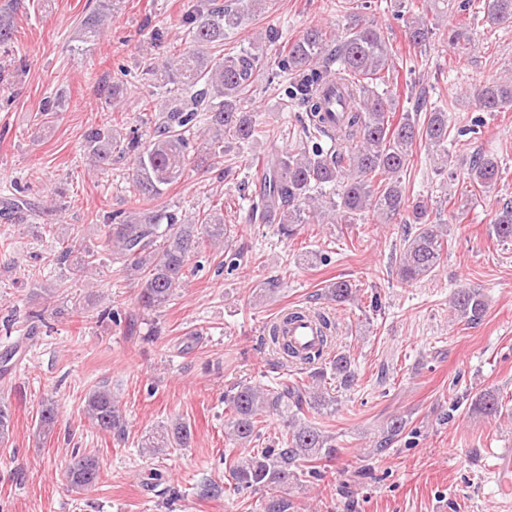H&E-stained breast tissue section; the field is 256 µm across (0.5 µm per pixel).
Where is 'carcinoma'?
Instances as JSON below:
<instances>
[{"label":"carcinoma","mask_w":512,"mask_h":512,"mask_svg":"<svg viewBox=\"0 0 512 512\" xmlns=\"http://www.w3.org/2000/svg\"><path fill=\"white\" fill-rule=\"evenodd\" d=\"M240 5H216L213 0H188L185 13L191 20L184 47L164 63L165 76L177 86L174 103L164 106L154 120L147 138L125 137L118 130L125 117L112 124L91 127L85 133V152L93 170L108 171L114 154L131 155L134 167L130 193L140 199L162 194L163 187L180 178L196 159L212 166L224 163L226 144H246L275 129L258 128L253 115L242 108L245 95L257 77L269 69L264 45L258 39L235 55L216 56L210 48L224 40L226 31L241 23L244 14L264 9L266 0H238ZM20 0L0 6V45L14 37L13 14ZM486 22L512 26V0H487ZM107 18L101 8L89 14L77 31L76 41L89 45L101 34ZM409 40L422 46L432 28L424 16L406 19ZM448 44L462 54L475 50L476 40L466 23L448 27ZM280 71L292 75L284 109L303 112L300 142L285 152L264 159L265 183L260 191L246 197L251 219L277 225V233L294 237L302 224H352L360 217L378 218L380 224H402L403 243L396 262V274L406 283L429 278L440 266L444 250V223L430 220L428 202L406 196L401 176L407 172L412 148L423 143L435 155L437 170L454 166L448 151L452 135L471 133L482 126L480 116L459 125L453 107L435 108L427 121L418 111H405L397 122L390 120L395 99L388 92L394 83L396 65L390 39L375 21L359 14L348 16L341 31L329 35L310 27L288 44V53L275 62ZM469 97L480 112L512 110V78L489 81L471 87ZM336 110V127H323V112ZM469 183L484 192L497 184L500 160L493 154L476 157L467 172ZM105 247L126 276L140 282L138 303L149 312H160L173 300L185 282L188 261L205 242L224 252V267L241 265L243 252L235 248L234 229L218 215L207 214L196 221L168 210L140 209L113 212L100 226ZM489 234L499 242H512V203L500 206L489 224ZM55 261L70 262L78 252L77 271L87 275L99 270L98 252L57 242ZM352 283L339 280L325 290L327 299L338 304L352 299ZM452 304L458 320L467 325L482 321L487 302L482 291L461 287ZM326 336L322 348L300 356L271 323L261 341L281 358L284 367L294 368L296 377L267 389L240 383L224 392L229 418L224 434L231 445H245L247 452L224 458L228 485L237 492L259 487L285 488L304 478L320 476L321 465L336 459V437L326 434L308 419V413L336 409V399L326 391L327 375L345 383L352 381L350 360L332 354L339 324L332 313L317 311ZM84 415L91 424L125 441L128 422L111 388L102 384L84 396ZM276 414L284 419L285 430L272 445L250 447L263 436L261 423ZM470 414L499 418L502 398L485 390L472 400ZM11 406L0 401V442L12 434ZM56 424L54 403L42 405L38 426L51 433ZM407 420L395 417L377 436L375 451L381 453L404 434ZM192 439L191 426L181 418L168 420L142 441V453L158 456L171 448H186ZM66 477L71 487L85 489L99 478V463L90 454L72 455ZM295 505L285 496L261 501L260 512H290Z\"/></svg>","instance_id":"obj_1"}]
</instances>
